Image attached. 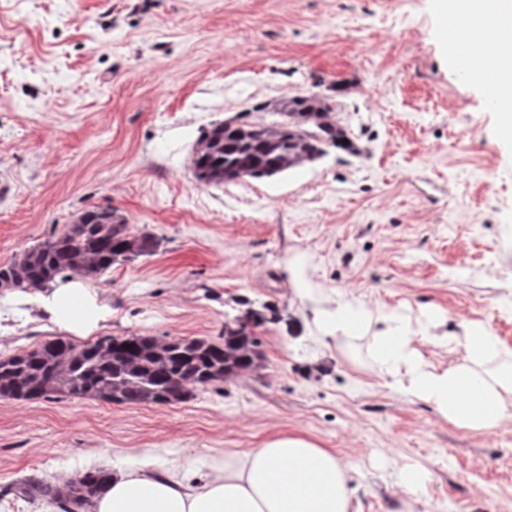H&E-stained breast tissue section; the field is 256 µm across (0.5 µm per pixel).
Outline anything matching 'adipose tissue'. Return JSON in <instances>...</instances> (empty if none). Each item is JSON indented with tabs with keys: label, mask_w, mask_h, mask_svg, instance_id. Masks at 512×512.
Instances as JSON below:
<instances>
[{
	"label": "adipose tissue",
	"mask_w": 512,
	"mask_h": 512,
	"mask_svg": "<svg viewBox=\"0 0 512 512\" xmlns=\"http://www.w3.org/2000/svg\"><path fill=\"white\" fill-rule=\"evenodd\" d=\"M473 31L492 28L491 43L473 41L471 49L484 57L488 81L512 84V0H470ZM30 298L51 321L78 336L102 319L97 293L79 277L33 289ZM380 316L384 329L374 336L366 364L391 377L401 394L433 403L455 425L484 430L502 416L503 396L512 393V346L488 330L467 327L448 337L462 353L460 362L440 370L413 346L415 336L393 314L356 300L336 304L333 328L351 349L367 320ZM348 469L335 452L312 439L280 434L235 454L214 466L206 478L150 465L113 472L94 498L91 512H348Z\"/></svg>",
	"instance_id": "adipose-tissue-1"
}]
</instances>
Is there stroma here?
<instances>
[{
    "label": "stroma",
    "mask_w": 512,
    "mask_h": 512,
    "mask_svg": "<svg viewBox=\"0 0 512 512\" xmlns=\"http://www.w3.org/2000/svg\"><path fill=\"white\" fill-rule=\"evenodd\" d=\"M434 0H0V265L109 206L149 256L91 284L112 315L92 340L224 339L270 306L258 367L173 404L0 400V510L55 512L5 487L93 466L211 473L300 433L350 467L349 512H512V399L491 430L394 390L326 323L341 294L434 344L463 324L512 345V147L487 90L449 67ZM332 97L358 147L272 178L199 184L212 123L277 121L259 105ZM69 332L0 290V355ZM422 472L413 491L402 468Z\"/></svg>",
    "instance_id": "1"
}]
</instances>
